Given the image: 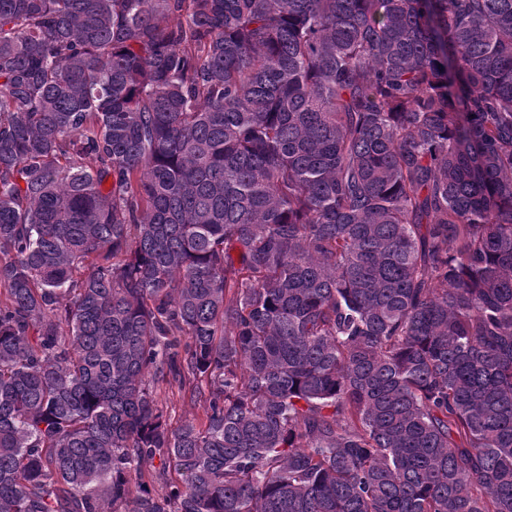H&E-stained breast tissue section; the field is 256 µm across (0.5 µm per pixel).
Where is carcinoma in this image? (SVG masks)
<instances>
[{
    "mask_svg": "<svg viewBox=\"0 0 512 512\" xmlns=\"http://www.w3.org/2000/svg\"><path fill=\"white\" fill-rule=\"evenodd\" d=\"M0 512H512V0H0ZM157 401L159 407L169 416L172 426H177L182 420L190 419L195 416L199 417L202 414V409L198 406L194 407L187 402L184 403L180 401L178 397L173 398L171 394L170 396L160 394Z\"/></svg>",
    "mask_w": 512,
    "mask_h": 512,
    "instance_id": "1",
    "label": "carcinoma"
}]
</instances>
